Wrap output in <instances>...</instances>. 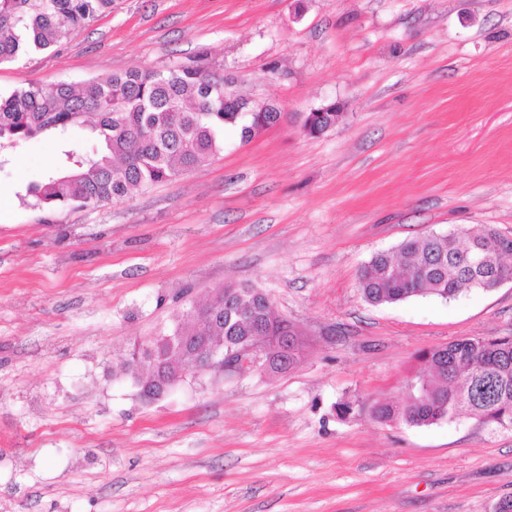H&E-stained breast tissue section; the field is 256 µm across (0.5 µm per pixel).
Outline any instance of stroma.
<instances>
[{"label":"stroma","mask_w":512,"mask_h":512,"mask_svg":"<svg viewBox=\"0 0 512 512\" xmlns=\"http://www.w3.org/2000/svg\"><path fill=\"white\" fill-rule=\"evenodd\" d=\"M208 52L284 120L99 207L25 186L65 143L0 150V512H493L512 428L462 413L380 422L418 353L512 336V282L372 305L358 271L429 233L512 237V0H112L56 49L0 64V94ZM341 103L335 127L303 120ZM227 284L301 334L284 372L187 376L143 401L134 343Z\"/></svg>","instance_id":"35a3bbf8"}]
</instances>
